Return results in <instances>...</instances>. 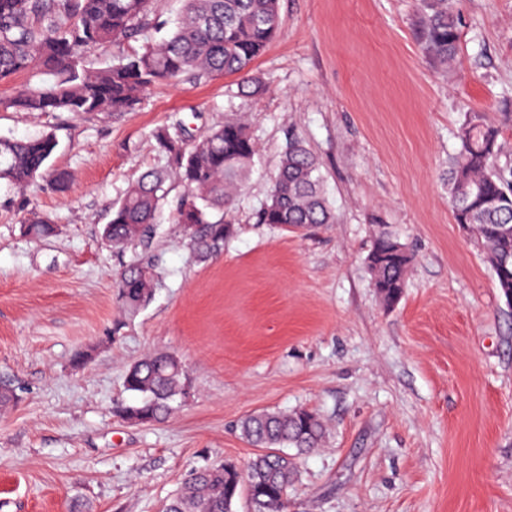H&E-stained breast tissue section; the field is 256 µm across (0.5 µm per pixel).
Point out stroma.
<instances>
[{
    "label": "stroma",
    "mask_w": 512,
    "mask_h": 512,
    "mask_svg": "<svg viewBox=\"0 0 512 512\" xmlns=\"http://www.w3.org/2000/svg\"><path fill=\"white\" fill-rule=\"evenodd\" d=\"M458 6L448 67L420 44L418 0H280L255 98L227 75L159 85L116 117L19 112L2 102L26 75L0 84V136L59 142L26 187L0 184V387L15 396L0 409V512H161L195 470L247 465L240 420L299 408L326 439L301 457L285 512H512V306L447 181L468 116L498 126L512 162V0ZM232 117L260 162L223 254L198 261L168 210L150 252L102 245L128 184L167 164L156 129L200 136ZM292 133L336 212L298 233L253 220ZM33 213L57 234L23 235ZM382 224L415 256L391 305L366 264ZM133 261L162 280L131 317L113 276ZM149 353L176 355L188 391L139 424L121 414L135 402L124 376Z\"/></svg>",
    "instance_id": "obj_1"
}]
</instances>
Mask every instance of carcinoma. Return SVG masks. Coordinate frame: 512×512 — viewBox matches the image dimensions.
Wrapping results in <instances>:
<instances>
[{
	"mask_svg": "<svg viewBox=\"0 0 512 512\" xmlns=\"http://www.w3.org/2000/svg\"><path fill=\"white\" fill-rule=\"evenodd\" d=\"M456 0H420L418 22L424 48L448 65L460 38ZM159 23L151 0H0V84L20 73L35 81L4 102L24 112L121 115L140 107L148 91L162 83L202 82L227 74L242 76L239 93L255 96L264 82L250 74L252 62L281 29L280 0H185L169 35L138 50L126 45ZM112 50V62L98 68L96 51ZM500 132L467 118L457 132L458 148L448 169V196L456 223L490 265L506 300L512 302V166L499 165ZM168 157L165 169L141 173L113 205L102 242L116 252L151 245L171 185L183 191L174 221L189 231L197 258L224 250L234 225L224 215L251 176L257 145L246 123L230 118L201 139L183 138L181 124L153 132ZM58 146L56 135L18 140L0 137V182L22 189L44 168ZM257 224L300 231L336 222L322 188L319 165L303 139L288 136L274 186L254 213ZM25 235L54 232L44 219L20 225ZM413 255L383 230L367 256L372 283L388 304L406 287ZM160 280L153 266L133 262L115 283L122 309L138 313ZM125 389L140 401L122 410L141 423L165 420L184 396L181 361L172 354L149 355L126 371ZM240 436L259 452L246 468L226 460L193 474L165 504L164 512H234L247 491L255 512H284L298 478V458L321 446L324 427L307 409L261 411L242 419ZM287 448L297 449L291 455Z\"/></svg>",
	"mask_w": 512,
	"mask_h": 512,
	"instance_id": "carcinoma-1",
	"label": "carcinoma"
}]
</instances>
